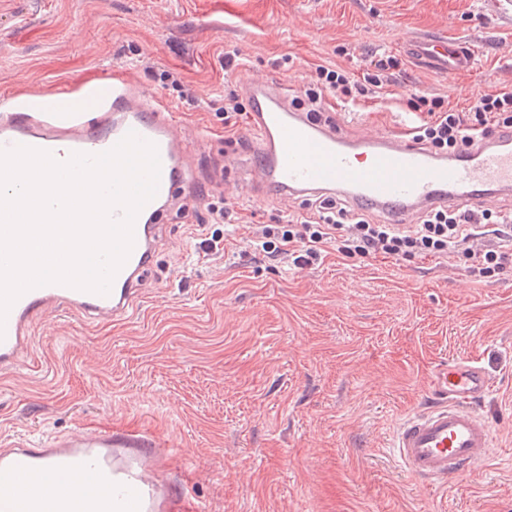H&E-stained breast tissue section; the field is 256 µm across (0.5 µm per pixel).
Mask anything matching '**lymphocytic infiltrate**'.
I'll use <instances>...</instances> for the list:
<instances>
[{
  "label": "lymphocytic infiltrate",
  "mask_w": 512,
  "mask_h": 512,
  "mask_svg": "<svg viewBox=\"0 0 512 512\" xmlns=\"http://www.w3.org/2000/svg\"><path fill=\"white\" fill-rule=\"evenodd\" d=\"M401 66L393 55L371 59L359 75L335 66H317L314 78L300 88L293 103L320 116L331 98L353 109L368 102L382 104L388 76ZM407 107L416 114L410 136L437 152L461 150L480 135L512 128L511 89L480 95L464 110L454 108L447 96L439 94H412ZM205 209L215 229L201 239L199 248L208 256L223 255L224 237L218 227L240 223L242 215L225 200L207 203ZM490 235L512 236V212L436 208L420 214L415 224L400 228L350 209L341 197L320 194L304 200L301 212L287 215L283 223L257 227L249 244L255 251L284 258L299 268L313 265L326 248L333 247L348 258L376 254L405 260L458 258L469 262L479 276L490 277L512 262V252L487 243ZM478 239L484 240V248L472 249L471 241Z\"/></svg>",
  "instance_id": "1"
}]
</instances>
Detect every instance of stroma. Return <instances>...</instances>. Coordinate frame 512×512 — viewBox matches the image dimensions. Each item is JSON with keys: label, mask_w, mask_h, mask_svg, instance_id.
I'll use <instances>...</instances> for the list:
<instances>
[{"label": "stroma", "mask_w": 512, "mask_h": 512, "mask_svg": "<svg viewBox=\"0 0 512 512\" xmlns=\"http://www.w3.org/2000/svg\"><path fill=\"white\" fill-rule=\"evenodd\" d=\"M471 43L472 72L448 79L405 63L392 106L336 111L353 137L402 130L399 95L445 93L457 109L512 89V0H0V93L56 96L106 71L174 113L192 169L127 319L48 316L35 357L0 379V434L45 436L139 425L172 438L162 470L198 512H512V264L491 277L454 260L383 256L295 269L255 254L223 225L224 255L203 257L199 194L273 224L298 201L251 179L258 141L225 129L213 93L269 82L296 92L316 66L361 73L417 33ZM238 49L243 66L224 69ZM181 72L191 98L162 90ZM478 359L494 384L477 409L494 448L445 483L410 477L388 442L448 361Z\"/></svg>", "instance_id": "obj_1"}]
</instances>
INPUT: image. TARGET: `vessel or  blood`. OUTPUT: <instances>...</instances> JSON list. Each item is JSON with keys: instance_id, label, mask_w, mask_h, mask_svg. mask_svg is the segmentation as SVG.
I'll use <instances>...</instances> for the list:
<instances>
[{"instance_id": "1", "label": "vessel or blood", "mask_w": 512, "mask_h": 512, "mask_svg": "<svg viewBox=\"0 0 512 512\" xmlns=\"http://www.w3.org/2000/svg\"><path fill=\"white\" fill-rule=\"evenodd\" d=\"M403 53L448 77L475 66L468 43L443 37H415ZM245 94L260 145L250 170L282 197L336 194L352 209L396 225L438 205L481 209L512 197V134H492L464 152L440 155L397 133L349 137L294 108L285 91L266 82L247 85ZM72 95L96 101L97 111L62 112L45 99H1L0 150L22 145L63 162L75 153L109 151L133 132L157 148L158 190L135 220L134 246L108 294L53 283L15 301L0 334L1 377L31 360L33 328L43 316L70 310L94 324L133 314L163 237L161 219L177 191L191 184L172 119L134 96L122 73ZM492 386L485 367L471 357L437 371L432 401L393 435L392 446L412 477L444 483L489 458L492 428L476 404ZM163 446L144 429L53 434L39 442L24 434L1 437L0 512H172L168 486L158 476ZM62 479L67 493L38 496L39 488ZM87 481L93 494L82 492Z\"/></svg>"}]
</instances>
